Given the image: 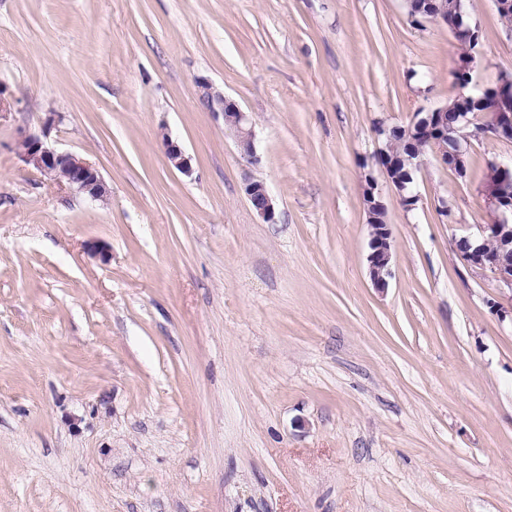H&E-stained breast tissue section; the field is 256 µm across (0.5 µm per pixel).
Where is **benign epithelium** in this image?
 <instances>
[{"label": "benign epithelium", "instance_id": "7a95c632", "mask_svg": "<svg viewBox=\"0 0 512 512\" xmlns=\"http://www.w3.org/2000/svg\"><path fill=\"white\" fill-rule=\"evenodd\" d=\"M459 20L463 16L462 0H447L438 9L432 20L448 22V15ZM453 37H463L470 42L467 59L456 68L464 73L465 81L458 82L462 88L468 86L477 63V46L480 41L479 31L475 27L462 28L456 23L450 28ZM197 95L210 112H220L224 116L225 131L231 136L239 149L247 156H255V124L252 117L244 112L233 100L213 86L202 81L197 85ZM463 101V110L459 114V124L448 127L442 107L419 113L407 125L411 139L414 141H434L437 159L463 177L467 172L468 146L471 141L481 137L493 136L500 140L512 141V78L504 73L491 86L481 91V96L459 95ZM166 156L171 165L181 173L191 174V165L182 149L169 137H164ZM19 157L22 162L36 173L60 185L68 187L75 193L82 194L92 201H101L106 189L98 169L81 157L60 152L47 142L46 132L33 131L26 134L20 143ZM378 165L402 198L416 204L418 196L412 192L414 179L403 180L401 169L410 167L415 172L420 166V154L410 150L404 155H395L385 148L376 153ZM497 172L503 177L500 184L489 183L483 188L484 197L490 210L495 214L491 224L479 226V236H463L458 252L462 259L473 267L485 270L499 285L512 290V164L492 162ZM365 203L367 224L370 229L369 253L367 263L373 286L380 292L389 287L392 277L391 231L385 222V205L381 200L378 183L372 173L365 174ZM244 192L257 214L268 224L277 221L275 201L265 185L259 181H249ZM499 244L497 256L490 257L485 245L488 241Z\"/></svg>", "mask_w": 512, "mask_h": 512}]
</instances>
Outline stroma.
<instances>
[{"instance_id":"obj_1","label":"stroma","mask_w":512,"mask_h":512,"mask_svg":"<svg viewBox=\"0 0 512 512\" xmlns=\"http://www.w3.org/2000/svg\"><path fill=\"white\" fill-rule=\"evenodd\" d=\"M464 6L479 90L512 30ZM458 55L403 0H0V512H512V290L455 244L512 142H471L463 178L425 154L411 210L379 179L385 291L367 264L375 125L457 97ZM43 125L104 201L24 165ZM197 95L202 104L211 112H222L225 131L231 136L239 149L247 156H255V124L252 117L244 112L224 92L217 91L206 82H199ZM230 111V112H227ZM244 192L257 214L268 224L276 223L277 212L275 201L265 185L259 181H249Z\"/></svg>"}]
</instances>
